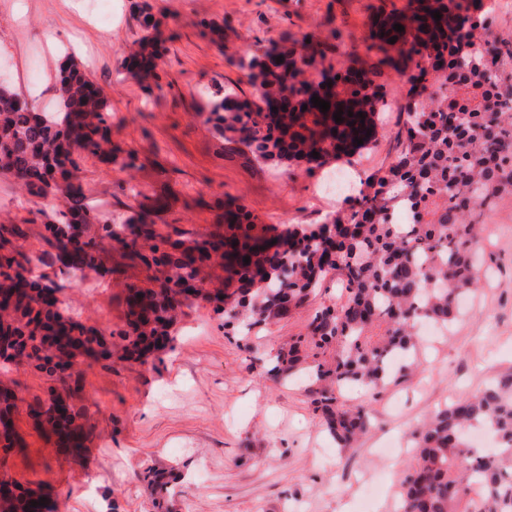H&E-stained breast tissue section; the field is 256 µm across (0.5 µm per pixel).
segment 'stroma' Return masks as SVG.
Instances as JSON below:
<instances>
[{
	"label": "stroma",
	"instance_id": "stroma-1",
	"mask_svg": "<svg viewBox=\"0 0 512 512\" xmlns=\"http://www.w3.org/2000/svg\"><path fill=\"white\" fill-rule=\"evenodd\" d=\"M136 0H109L110 25L92 20L87 0H0V56L10 65L13 90L47 105L59 67H85L111 103L112 141L134 151L138 166L123 169L85 158L80 177L91 204L113 223H126L143 205L163 198V232L203 233L220 200H235L260 223L282 230L313 228L344 215L342 200L318 198L331 162L308 170L292 162H246L223 152L208 122L216 88L247 97L244 51L268 39L311 36L329 41L336 67L360 66L363 38L381 0H146L165 38L155 77L141 79L124 66L147 34ZM391 104L377 144L363 151V175L386 170L406 114L407 88L394 71L374 78ZM59 201L23 192L0 176V224L24 225V250L39 253L48 218ZM489 270L475 298L447 332L421 339L414 376L385 388L353 387L342 401L366 408L371 427L355 447L341 449L314 412L306 378L282 381L263 374L260 359L304 333L323 305L345 296L328 276L316 296L252 339V350L224 333V317L198 301L182 307L171 342L145 362L123 357L114 333L125 324L122 278L94 288L67 285L64 298L82 321L112 336V361L84 368L76 407L88 410L89 440L82 456L59 453L42 437L28 404L64 393L61 381L30 366L0 375L20 399L14 414L23 450L0 452V475L48 495L55 512H353L367 486L379 494L372 512H395L399 481L411 464L404 443L438 405L465 398L512 369V206L503 205L484 242ZM169 475L151 483L150 472Z\"/></svg>",
	"mask_w": 512,
	"mask_h": 512
}]
</instances>
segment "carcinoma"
<instances>
[{"mask_svg": "<svg viewBox=\"0 0 512 512\" xmlns=\"http://www.w3.org/2000/svg\"><path fill=\"white\" fill-rule=\"evenodd\" d=\"M480 0H409L403 10L381 9L367 51L406 77L410 118L397 136L388 171L364 182L346 218L315 229L263 234L257 217L232 202H218L213 230L172 238L157 227L162 207L142 208L114 224L90 205L80 160L96 157L122 168L136 155L112 145L109 104L103 90L77 64L64 65L54 108L19 106V95L0 80V175L26 194L62 202L57 219L44 223L43 249L23 251L20 224H0V340L11 353L0 368L24 362L58 376L70 397L80 391L81 366L112 360L101 332L82 322L59 298L65 281L92 272L120 273L103 264L119 245L123 256L147 270L141 284L125 285L126 359L144 362L165 349L176 312L197 300L215 304L224 328L250 347L256 328L302 307L332 271L346 300L318 309L306 334L279 347L266 374L288 379L309 369L316 387L314 411L340 448H349L371 425L363 408H346L337 394L349 384L376 389L391 382L394 358L415 366L421 323L443 327L460 312L459 300L479 287L475 256L482 232L503 201L512 199V39H487L479 31ZM440 12L441 19L432 14ZM400 24L404 30H394ZM395 43H389L391 37ZM165 47L150 35L128 68L156 70ZM328 46L305 36L240 58L252 97L212 93L208 121L224 152L250 158L323 165L372 142L374 118L388 104L373 87L375 65L342 76L325 64ZM282 61H277V57ZM333 76L328 85L316 76ZM330 103L326 112L311 98ZM341 122L333 115L338 111ZM362 139V144L354 142ZM318 156H312V153ZM250 262H243V258ZM58 267L56 277L33 276L31 264ZM221 267L225 283L208 287L204 269ZM384 327L377 340L369 330ZM17 397L0 392V446L18 444L12 424ZM42 430L61 448L79 454L88 432L80 412L61 397L28 404ZM492 432L500 450L483 454L468 431ZM415 464L400 482L398 512H512V370L489 380L475 395L435 411L414 435ZM8 494L0 512H32L35 493L0 481Z\"/></svg>", "mask_w": 512, "mask_h": 512, "instance_id": "1", "label": "carcinoma"}]
</instances>
